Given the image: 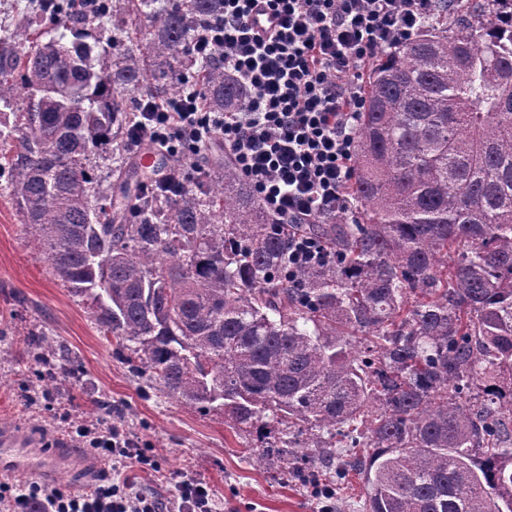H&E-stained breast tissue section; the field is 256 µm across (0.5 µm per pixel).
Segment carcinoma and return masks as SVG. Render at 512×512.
Segmentation results:
<instances>
[{
  "label": "carcinoma",
  "mask_w": 512,
  "mask_h": 512,
  "mask_svg": "<svg viewBox=\"0 0 512 512\" xmlns=\"http://www.w3.org/2000/svg\"><path fill=\"white\" fill-rule=\"evenodd\" d=\"M52 2L58 35L31 37L41 3L0 36V176L117 350L319 494L353 472L368 512H512V0H436L380 54L351 207L298 228L329 258L292 271L288 229L230 163L174 194L128 191L139 96L188 82L215 112L242 99L190 52L224 0H106L89 30ZM30 344L37 378L67 356Z\"/></svg>",
  "instance_id": "cac0c4a2"
}]
</instances>
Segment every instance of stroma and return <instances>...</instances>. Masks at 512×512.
<instances>
[{"mask_svg": "<svg viewBox=\"0 0 512 512\" xmlns=\"http://www.w3.org/2000/svg\"><path fill=\"white\" fill-rule=\"evenodd\" d=\"M28 332L51 336L69 352L54 387L34 377L22 343ZM106 399L160 465L161 477L139 476L156 497L169 499L189 477L209 486L221 512H320L319 497L257 462L251 437L229 428L222 412L198 411L149 387L116 354L89 305L55 278L10 198L0 196V426L19 424L35 439L52 440L60 433L53 404L96 418Z\"/></svg>", "mask_w": 512, "mask_h": 512, "instance_id": "1", "label": "stroma"}]
</instances>
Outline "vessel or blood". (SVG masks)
Instances as JSON below:
<instances>
[{
    "mask_svg": "<svg viewBox=\"0 0 512 512\" xmlns=\"http://www.w3.org/2000/svg\"><path fill=\"white\" fill-rule=\"evenodd\" d=\"M89 461L64 444L46 448L24 430L0 427V476L24 482L54 476L59 469H88Z\"/></svg>",
    "mask_w": 512,
    "mask_h": 512,
    "instance_id": "b4317fda",
    "label": "vessel or blood"
}]
</instances>
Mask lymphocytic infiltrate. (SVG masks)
Listing matches in <instances>:
<instances>
[{
    "mask_svg": "<svg viewBox=\"0 0 512 512\" xmlns=\"http://www.w3.org/2000/svg\"><path fill=\"white\" fill-rule=\"evenodd\" d=\"M434 0H224L223 14L202 24L191 42L200 58L220 57L245 88L232 110L207 109L196 89L164 102L141 98L128 138L169 156L155 184L169 189L197 179L199 159L220 144L252 186L273 223L291 229L289 267L326 260L300 224H332L351 204L363 75L383 51L415 38ZM275 26L259 31L255 15ZM58 422L75 447L86 448L120 472L85 493L38 481L0 483V512H216L208 485L187 478L169 503L140 490L128 470H157L137 439L112 419H84L68 408Z\"/></svg>",
    "mask_w": 512,
    "mask_h": 512,
    "instance_id": "lymphocytic-infiltrate-1",
    "label": "lymphocytic infiltrate"
}]
</instances>
